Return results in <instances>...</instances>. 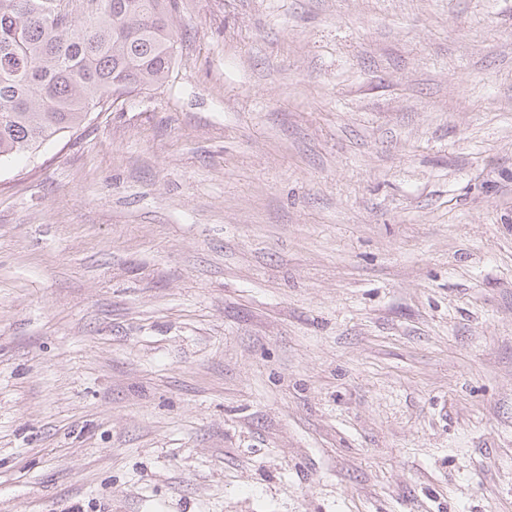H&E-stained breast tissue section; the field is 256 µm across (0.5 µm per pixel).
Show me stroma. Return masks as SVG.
<instances>
[{
  "label": "stroma",
  "instance_id": "1",
  "mask_svg": "<svg viewBox=\"0 0 512 512\" xmlns=\"http://www.w3.org/2000/svg\"><path fill=\"white\" fill-rule=\"evenodd\" d=\"M177 3L0 166V512H512V0Z\"/></svg>",
  "mask_w": 512,
  "mask_h": 512
}]
</instances>
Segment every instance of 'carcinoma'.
Instances as JSON below:
<instances>
[{"label":"carcinoma","instance_id":"carcinoma-1","mask_svg":"<svg viewBox=\"0 0 512 512\" xmlns=\"http://www.w3.org/2000/svg\"><path fill=\"white\" fill-rule=\"evenodd\" d=\"M0 0V164L78 128L109 97L160 85L175 63V0Z\"/></svg>","mask_w":512,"mask_h":512}]
</instances>
